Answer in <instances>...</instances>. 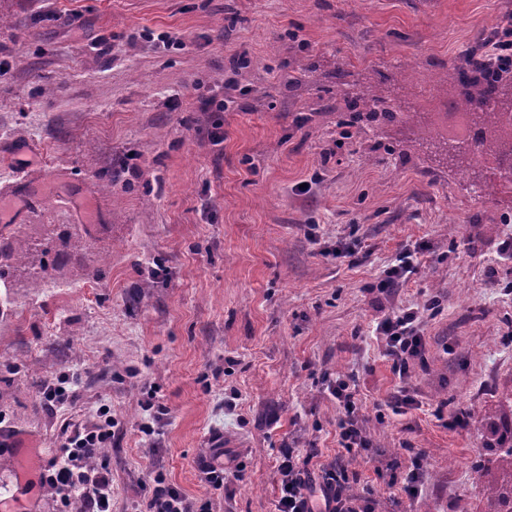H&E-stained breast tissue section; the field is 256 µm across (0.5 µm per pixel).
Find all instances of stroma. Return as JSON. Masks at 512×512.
<instances>
[{"label": "stroma", "instance_id": "1", "mask_svg": "<svg viewBox=\"0 0 512 512\" xmlns=\"http://www.w3.org/2000/svg\"><path fill=\"white\" fill-rule=\"evenodd\" d=\"M511 13L512 0H0V194L28 190L23 234L82 224L89 244L62 249L40 287L0 285V512H79L44 480L63 423L93 424L103 405L112 512H140L158 476L196 512H273L282 448L344 454L326 372L357 384L372 448L349 469L378 512H483L485 423L512 420V193L459 178L412 124L350 138L340 121L372 83L445 123L443 64ZM409 250L416 270L382 292ZM102 255L106 277H88ZM431 297L424 357L399 380L376 325ZM63 375L72 398L46 405ZM402 385L415 404L397 415ZM460 410L467 425L450 426ZM415 451L427 472L410 497ZM219 460L244 479L211 486Z\"/></svg>", "mask_w": 512, "mask_h": 512}]
</instances>
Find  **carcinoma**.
<instances>
[{"mask_svg": "<svg viewBox=\"0 0 512 512\" xmlns=\"http://www.w3.org/2000/svg\"><path fill=\"white\" fill-rule=\"evenodd\" d=\"M437 88L448 102V111L468 117L470 135L464 139H438L436 149L445 164L465 175L477 167L512 193V76L489 62L478 73L464 61L450 62L437 78ZM345 125L358 131L368 125L418 122L421 113L412 112L375 86H369L348 101ZM11 225L0 226V281L28 271L36 288L54 267L56 245L51 238L30 243L8 233ZM485 449L497 467L485 471V512H512V433L490 421L486 424Z\"/></svg>", "mask_w": 512, "mask_h": 512, "instance_id": "carcinoma-1", "label": "carcinoma"}]
</instances>
